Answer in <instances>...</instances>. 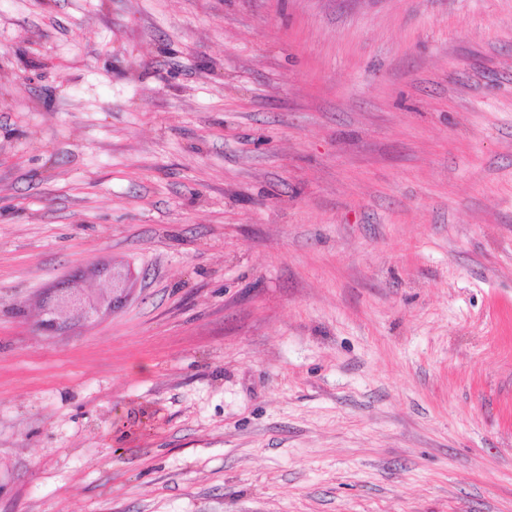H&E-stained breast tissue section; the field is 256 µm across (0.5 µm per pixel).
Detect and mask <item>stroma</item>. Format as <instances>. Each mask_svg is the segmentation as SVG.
Here are the masks:
<instances>
[{"instance_id":"obj_1","label":"stroma","mask_w":512,"mask_h":512,"mask_svg":"<svg viewBox=\"0 0 512 512\" xmlns=\"http://www.w3.org/2000/svg\"><path fill=\"white\" fill-rule=\"evenodd\" d=\"M0 512H512V0H0ZM80 289H73L66 297L60 299L57 303L46 308L42 320V327L45 330L57 331L67 327V321H61L58 317L59 307L68 310L71 320L91 319L98 311V305L90 297L82 294Z\"/></svg>"}]
</instances>
